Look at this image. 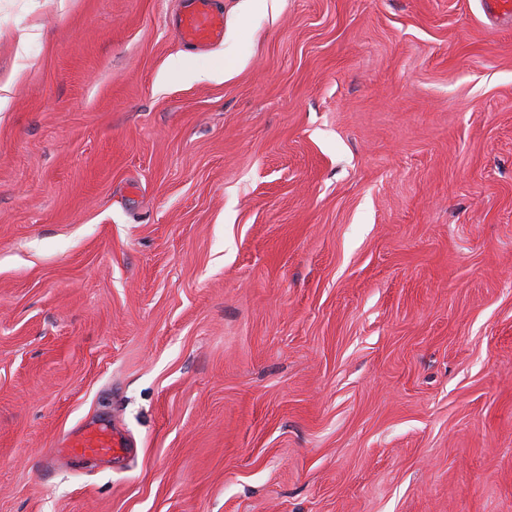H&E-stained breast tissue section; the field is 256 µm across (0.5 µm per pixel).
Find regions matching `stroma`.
Segmentation results:
<instances>
[{
  "instance_id": "35a3bbf8",
  "label": "stroma",
  "mask_w": 512,
  "mask_h": 512,
  "mask_svg": "<svg viewBox=\"0 0 512 512\" xmlns=\"http://www.w3.org/2000/svg\"><path fill=\"white\" fill-rule=\"evenodd\" d=\"M218 4L0 0V512H512V21ZM176 18V30L181 40L196 50L209 49L224 40V12L216 0H182ZM120 447V442L112 435V429L103 423L85 427L68 446L81 456L89 455L102 460L112 457V454L115 455L123 449Z\"/></svg>"
}]
</instances>
